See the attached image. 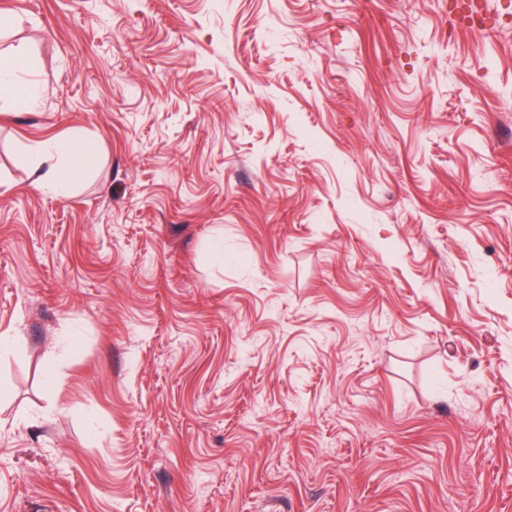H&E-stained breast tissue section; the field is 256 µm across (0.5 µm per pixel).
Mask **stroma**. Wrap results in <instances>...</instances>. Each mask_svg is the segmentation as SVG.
<instances>
[{
    "label": "stroma",
    "instance_id": "obj_1",
    "mask_svg": "<svg viewBox=\"0 0 512 512\" xmlns=\"http://www.w3.org/2000/svg\"><path fill=\"white\" fill-rule=\"evenodd\" d=\"M455 2L0 0V512H512V0ZM29 68V61L24 52H15L12 56L7 59L0 57V98L20 100V96L17 92H14V86L12 82L2 78V73L6 74L9 72H24ZM96 150L95 141L80 133H74L68 140L55 143L51 150L40 153L43 164H46L47 167L39 170L36 179L37 187L64 190L83 176L84 163L95 154ZM59 156L66 159L64 168H61L56 160Z\"/></svg>",
    "mask_w": 512,
    "mask_h": 512
}]
</instances>
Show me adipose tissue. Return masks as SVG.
Segmentation results:
<instances>
[{"instance_id": "1", "label": "adipose tissue", "mask_w": 512, "mask_h": 512, "mask_svg": "<svg viewBox=\"0 0 512 512\" xmlns=\"http://www.w3.org/2000/svg\"><path fill=\"white\" fill-rule=\"evenodd\" d=\"M97 150L95 141L81 134L55 143L51 150L42 152L44 167L39 170L36 185L41 189L63 190L84 174L85 161Z\"/></svg>"}]
</instances>
